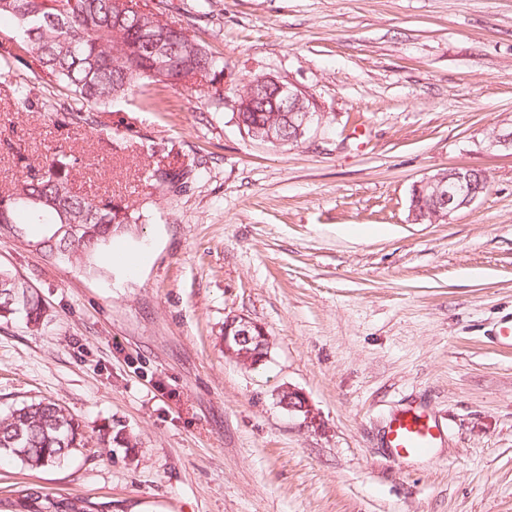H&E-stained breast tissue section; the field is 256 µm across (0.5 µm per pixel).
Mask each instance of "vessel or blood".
I'll list each match as a JSON object with an SVG mask.
<instances>
[{
    "label": "vessel or blood",
    "mask_w": 512,
    "mask_h": 512,
    "mask_svg": "<svg viewBox=\"0 0 512 512\" xmlns=\"http://www.w3.org/2000/svg\"><path fill=\"white\" fill-rule=\"evenodd\" d=\"M444 436V430L425 406L410 404L390 416L383 446L392 460L406 461L431 456Z\"/></svg>",
    "instance_id": "1"
}]
</instances>
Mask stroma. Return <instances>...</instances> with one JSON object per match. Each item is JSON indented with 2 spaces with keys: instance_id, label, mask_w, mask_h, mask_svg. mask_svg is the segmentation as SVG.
I'll return each mask as SVG.
<instances>
[{
  "instance_id": "35a3bbf8",
  "label": "stroma",
  "mask_w": 512,
  "mask_h": 512,
  "mask_svg": "<svg viewBox=\"0 0 512 512\" xmlns=\"http://www.w3.org/2000/svg\"><path fill=\"white\" fill-rule=\"evenodd\" d=\"M224 58V104L145 85L95 130L38 68L0 61V190L48 149L76 194L143 217L137 270L49 262L0 240L48 311L0 322V414L47 398L89 426L65 461L0 465V498L39 486L104 512H512V0H146ZM272 75L312 95L300 142L247 137L234 103ZM30 89L20 103L13 89ZM455 165L490 187L445 224L409 220L413 184ZM182 173L176 186L150 170ZM270 348L246 368L224 322ZM300 391L309 413L282 406ZM423 404L432 459L385 454L389 415ZM133 440L101 447L96 428ZM58 107H54L51 112L55 122L60 126H90V129L95 130L93 126L96 121L90 112H74L73 109H68L64 105H58ZM269 340L262 328L242 317L224 322V355L242 365L254 366L267 358Z\"/></svg>"
}]
</instances>
